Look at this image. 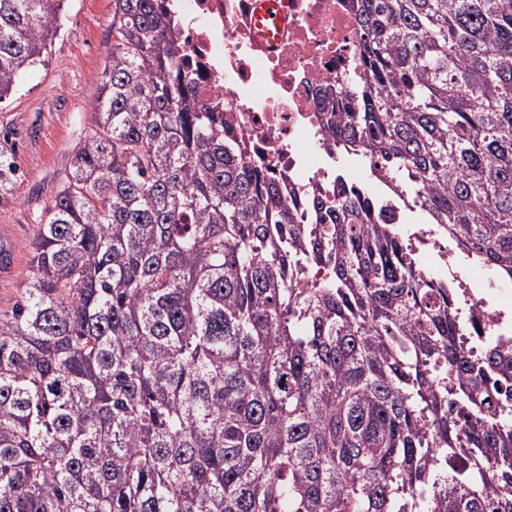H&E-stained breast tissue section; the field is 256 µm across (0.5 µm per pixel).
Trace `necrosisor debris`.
<instances>
[{"label": "necrosis or debris", "mask_w": 512, "mask_h": 512, "mask_svg": "<svg viewBox=\"0 0 512 512\" xmlns=\"http://www.w3.org/2000/svg\"><path fill=\"white\" fill-rule=\"evenodd\" d=\"M174 46L197 75L195 97L219 107L224 129L242 144L248 163L292 188L362 187L342 173L340 146L326 126L324 91L359 70L361 28L355 0H289L279 39H259L253 0H170ZM415 271L429 276L447 260L448 238L435 225L406 232ZM467 319L484 334L512 339V286L489 274L456 270Z\"/></svg>", "instance_id": "necrosis-or-debris-1"}]
</instances>
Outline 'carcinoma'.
Masks as SVG:
<instances>
[{"label": "carcinoma", "mask_w": 512, "mask_h": 512, "mask_svg": "<svg viewBox=\"0 0 512 512\" xmlns=\"http://www.w3.org/2000/svg\"><path fill=\"white\" fill-rule=\"evenodd\" d=\"M165 2L112 0L94 127L0 314V512H512V346L415 274L382 198L251 168ZM64 3L0 0V101ZM357 13L331 133L512 281V0Z\"/></svg>", "instance_id": "obj_1"}]
</instances>
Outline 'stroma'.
Here are the masks:
<instances>
[{
    "mask_svg": "<svg viewBox=\"0 0 512 512\" xmlns=\"http://www.w3.org/2000/svg\"><path fill=\"white\" fill-rule=\"evenodd\" d=\"M112 0H66L64 28L46 65L32 69L0 104V154L17 171L0 193V312H10L32 275L36 218L53 199L73 148L90 131L97 76L112 46ZM92 41H82L83 32Z\"/></svg>",
    "mask_w": 512,
    "mask_h": 512,
    "instance_id": "35a3bbf8",
    "label": "stroma"
}]
</instances>
